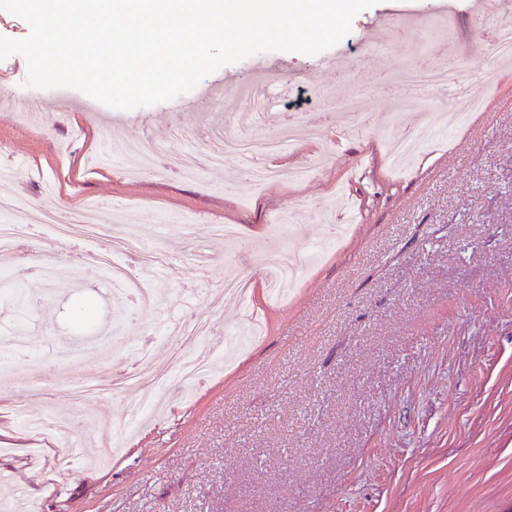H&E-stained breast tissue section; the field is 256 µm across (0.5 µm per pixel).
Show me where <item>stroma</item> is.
Instances as JSON below:
<instances>
[{"mask_svg": "<svg viewBox=\"0 0 512 512\" xmlns=\"http://www.w3.org/2000/svg\"><path fill=\"white\" fill-rule=\"evenodd\" d=\"M455 12L446 43L465 58L463 79L494 85L493 111L446 127L456 101L417 93L434 127L424 156L393 172L382 143L401 137L385 108L398 95L389 77L431 52L429 21L443 2ZM477 0H379L359 13L325 56L269 52L225 66L190 93L182 112L160 103L120 111L71 88L24 87L22 55L0 60V90L36 98V117L0 108V194L40 209L81 199L120 208L117 232L139 234L163 252L171 275L145 280L155 311L178 322L221 309L231 326L236 302L219 297L224 280L247 276L265 286L264 249L217 246L206 228L233 224L269 237L277 215L293 209L301 224L285 245L321 249L288 299L252 296L266 325L260 340L202 381L163 394L164 417L120 435L131 404L114 390V333L128 350L147 324L113 328L112 281L76 266L42 227L7 264L33 315L19 353L0 369V512H506L512 507V63L492 59L474 26ZM263 81L276 99L265 132L288 114L323 111L336 92L363 99L365 135L284 146L295 163L322 155L309 180L255 188L250 159L219 168L204 162L207 144L240 128L246 98L204 111L207 95ZM147 134L162 157L145 176L123 169L121 144ZM178 154L194 178L168 166ZM198 223L199 235L183 236ZM94 307L84 331L73 329L76 301ZM65 409L67 433L42 455L15 405ZM122 441L119 458L100 465L74 458L65 477L53 461L68 444Z\"/></svg>", "mask_w": 512, "mask_h": 512, "instance_id": "1", "label": "stroma"}]
</instances>
